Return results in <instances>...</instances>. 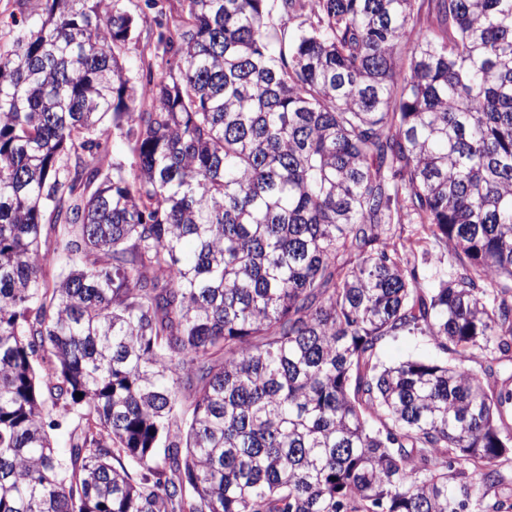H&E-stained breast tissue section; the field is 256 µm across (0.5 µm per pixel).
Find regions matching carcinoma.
I'll return each instance as SVG.
<instances>
[{
	"label": "carcinoma",
	"mask_w": 512,
	"mask_h": 512,
	"mask_svg": "<svg viewBox=\"0 0 512 512\" xmlns=\"http://www.w3.org/2000/svg\"><path fill=\"white\" fill-rule=\"evenodd\" d=\"M28 2L0 512H512V0H430L419 31V0H145L136 77L122 0ZM404 216L449 279L388 242ZM418 334L437 358L382 362ZM149 26L139 20V26L134 36L126 43L122 51L123 60L133 73L137 72L141 66V52L147 41ZM441 255L442 258L440 263L437 257L440 258ZM418 264L420 273L424 275L425 282L429 284L441 278L447 279L451 272V269L448 266V251L446 250V247L443 244H435L432 247V253L428 259V262L424 264L419 258ZM60 415L61 412L58 410L52 412L51 418L62 421V425L58 429H49V432L51 433L56 447L59 448L62 454H65L69 446L70 432L77 426L78 420L71 416L64 419L60 417Z\"/></svg>",
	"instance_id": "carcinoma-1"
}]
</instances>
